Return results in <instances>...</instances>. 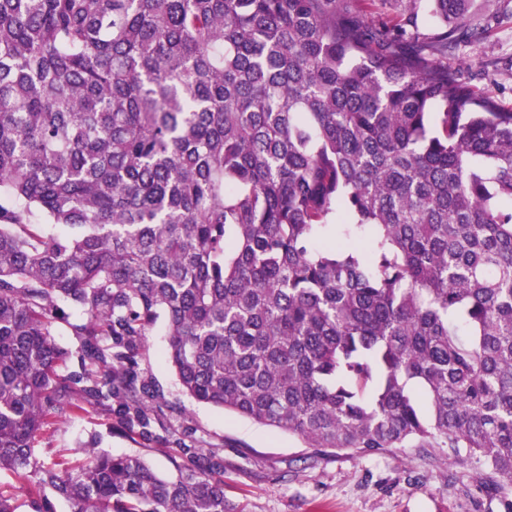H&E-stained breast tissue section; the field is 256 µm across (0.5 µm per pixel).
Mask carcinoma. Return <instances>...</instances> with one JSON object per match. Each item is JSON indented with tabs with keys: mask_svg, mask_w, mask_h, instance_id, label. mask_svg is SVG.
Segmentation results:
<instances>
[{
	"mask_svg": "<svg viewBox=\"0 0 512 512\" xmlns=\"http://www.w3.org/2000/svg\"><path fill=\"white\" fill-rule=\"evenodd\" d=\"M396 2L389 26L346 0H0V471L29 512H228L221 458L152 431L160 319L198 403L512 484V107L443 62L474 0ZM86 405L177 474L41 462Z\"/></svg>",
	"mask_w": 512,
	"mask_h": 512,
	"instance_id": "cac0c4a2",
	"label": "carcinoma"
}]
</instances>
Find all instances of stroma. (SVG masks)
<instances>
[{
	"label": "stroma",
	"mask_w": 512,
	"mask_h": 512,
	"mask_svg": "<svg viewBox=\"0 0 512 512\" xmlns=\"http://www.w3.org/2000/svg\"><path fill=\"white\" fill-rule=\"evenodd\" d=\"M471 24L478 38L450 48L448 68L512 106V0H476ZM166 349L159 322L140 369L166 405V427H192L188 445L223 458L224 498L233 512H504V490L479 484L469 461L448 459L442 449L322 455L296 436L197 403L182 394ZM91 439L99 450L138 455L162 475L176 473V449L126 433L100 406L54 421L39 439L38 455L49 464L73 465L85 460Z\"/></svg>",
	"instance_id": "obj_1"
}]
</instances>
